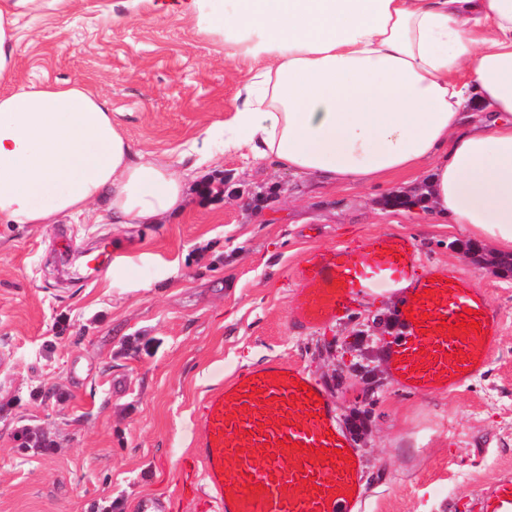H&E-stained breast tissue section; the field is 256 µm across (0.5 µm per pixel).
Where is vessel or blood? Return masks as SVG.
<instances>
[{
    "label": "vessel or blood",
    "instance_id": "b4317fda",
    "mask_svg": "<svg viewBox=\"0 0 512 512\" xmlns=\"http://www.w3.org/2000/svg\"><path fill=\"white\" fill-rule=\"evenodd\" d=\"M290 321L312 330L342 319L378 291L396 294L403 332L387 351L396 385L409 393L451 392L477 378L502 331V315L471 278L456 270L435 274L405 235L376 236L358 245L308 252ZM477 312L479 332L438 333L455 327L465 309ZM420 323L407 320V311ZM304 370L273 359L238 374L205 397L200 461L209 497L220 512H361L364 474L331 401ZM321 447L350 460L318 455ZM478 512H512V476L499 478L476 500Z\"/></svg>",
    "mask_w": 512,
    "mask_h": 512
}]
</instances>
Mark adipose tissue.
<instances>
[{
    "instance_id": "ef3b65f1",
    "label": "adipose tissue",
    "mask_w": 512,
    "mask_h": 512,
    "mask_svg": "<svg viewBox=\"0 0 512 512\" xmlns=\"http://www.w3.org/2000/svg\"><path fill=\"white\" fill-rule=\"evenodd\" d=\"M0 0V222L104 203L116 224L186 209L88 81L15 86L19 9ZM226 58L251 59L231 120L189 153L272 162L329 187L430 171L435 212L512 255V0H185Z\"/></svg>"
}]
</instances>
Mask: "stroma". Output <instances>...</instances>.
Listing matches in <instances>:
<instances>
[{
    "instance_id": "obj_1",
    "label": "stroma",
    "mask_w": 512,
    "mask_h": 512,
    "mask_svg": "<svg viewBox=\"0 0 512 512\" xmlns=\"http://www.w3.org/2000/svg\"><path fill=\"white\" fill-rule=\"evenodd\" d=\"M18 85L90 77L136 150L192 198L180 217L116 224L104 204L55 224L0 223V512H212L201 465V398L269 359L315 377L362 455L363 512H473L512 474V272L477 263L463 224H438L394 174L336 190L213 150L183 155L230 120L250 63L224 57L178 0H43L17 18ZM393 232L423 262L473 277L502 313L484 372L453 393L393 382L395 295L301 331L289 321L306 251ZM112 237L109 275L72 269Z\"/></svg>"
}]
</instances>
